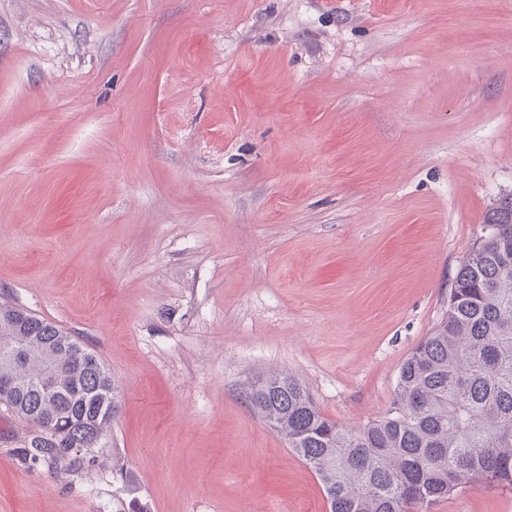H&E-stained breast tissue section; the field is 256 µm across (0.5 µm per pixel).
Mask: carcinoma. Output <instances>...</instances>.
I'll use <instances>...</instances> for the list:
<instances>
[{
    "label": "carcinoma",
    "instance_id": "1",
    "mask_svg": "<svg viewBox=\"0 0 512 512\" xmlns=\"http://www.w3.org/2000/svg\"><path fill=\"white\" fill-rule=\"evenodd\" d=\"M512 228V195L485 228ZM0 404L31 427L32 465L83 468L122 393L97 356L58 325L0 305ZM245 400L318 475L330 512H428L463 485L512 487V239L475 243L448 292V316L403 361L394 411L349 428L294 375L249 383Z\"/></svg>",
    "mask_w": 512,
    "mask_h": 512
}]
</instances>
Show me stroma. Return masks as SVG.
Returning a JSON list of instances; mask_svg holds the SVG:
<instances>
[{
	"mask_svg": "<svg viewBox=\"0 0 512 512\" xmlns=\"http://www.w3.org/2000/svg\"><path fill=\"white\" fill-rule=\"evenodd\" d=\"M510 192L512 0H0V304L123 394L81 471L0 405V512H329L247 383L387 415Z\"/></svg>",
	"mask_w": 512,
	"mask_h": 512,
	"instance_id": "obj_1",
	"label": "stroma"
}]
</instances>
